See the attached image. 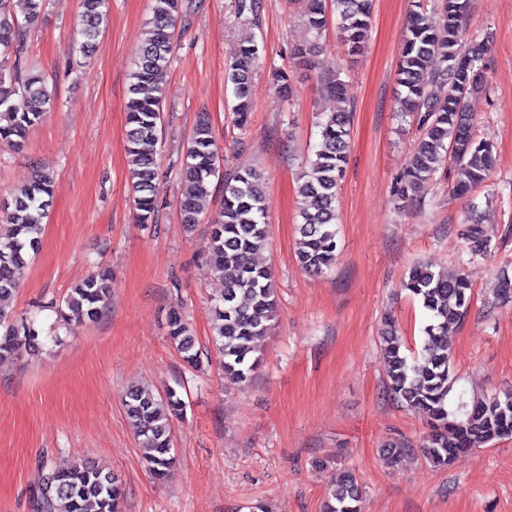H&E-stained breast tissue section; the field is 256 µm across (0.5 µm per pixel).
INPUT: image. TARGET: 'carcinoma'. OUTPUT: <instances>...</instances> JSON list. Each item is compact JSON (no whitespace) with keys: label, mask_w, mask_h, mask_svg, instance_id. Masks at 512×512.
Segmentation results:
<instances>
[{"label":"carcinoma","mask_w":512,"mask_h":512,"mask_svg":"<svg viewBox=\"0 0 512 512\" xmlns=\"http://www.w3.org/2000/svg\"><path fill=\"white\" fill-rule=\"evenodd\" d=\"M44 0H0V141L22 146L29 130L52 108L54 94L46 81L25 68L23 49L27 27L35 23ZM373 0H306V23L313 38L320 37L328 12L349 47L356 51L368 40ZM189 8L183 0H153L146 38L138 50L131 73L127 101V153L130 157L132 200L140 224H152L158 212V129L163 122V79L173 52L170 29L176 15ZM471 0H440L437 19L416 11L405 34L398 64L400 91L397 111L416 118L419 128L409 161L397 178L393 195L405 203L416 199L439 170L453 172L452 191L464 196L481 186L493 168V144L474 134L469 99L484 83L481 62L485 43L471 39L463 28ZM107 20V0H82V36L79 52L98 45ZM259 46L243 43L234 49L228 79L233 84L235 123L242 126L250 110V87ZM438 59L431 72L429 63ZM438 82L441 94L428 88ZM324 91L338 107L320 123V142L300 174L297 224L298 262L307 271L321 274L336 263V199L349 150L353 106L347 103L343 84L328 77ZM223 159L214 149L211 126L201 119L186 149L181 169L185 189L180 200L182 223L199 222L202 201L212 178L219 175ZM53 197V179L37 171L29 184L14 193L0 213L10 224L0 233V301L16 291L20 274L40 244L42 219ZM266 194L260 175L253 169L238 171L224 184V203L211 217L209 262L224 281L221 295L211 300L213 341L224 356V377L246 386L260 363L256 341L268 333L276 311L272 272L258 266L253 256L267 244ZM464 239L472 255H487L490 243L481 224L472 220ZM110 271L103 269L70 289L65 307L58 310L64 321L96 320L110 297ZM404 287L419 300L427 314L423 328L424 350L416 359L394 319L382 329V351L388 364L389 395L396 402L428 419L429 432L420 448L404 442L386 445L384 454L397 460L420 453L435 467H445L468 448L485 446L512 436V391L482 396L448 409L451 376L448 345L438 336L448 324L464 318L472 298L465 270L447 275L426 265L414 266ZM168 337L183 360L193 368L200 364L196 338L190 323L178 309L170 311ZM42 329L34 318L15 319L0 307V360L39 346ZM123 405L142 447L145 462L158 480L168 476L175 454L171 422L182 414L184 402L175 388L156 393L130 386ZM124 488L119 477L103 472L87 459H71L52 466L40 490L41 512H122ZM357 480L341 472L331 480L323 512H361Z\"/></svg>","instance_id":"cac0c4a2"}]
</instances>
